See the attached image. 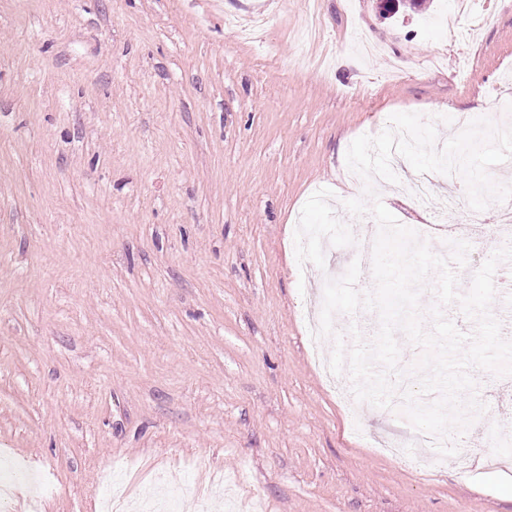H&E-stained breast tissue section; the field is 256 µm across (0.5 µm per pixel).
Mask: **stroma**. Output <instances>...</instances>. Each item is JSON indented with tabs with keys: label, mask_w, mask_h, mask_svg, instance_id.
<instances>
[{
	"label": "stroma",
	"mask_w": 512,
	"mask_h": 512,
	"mask_svg": "<svg viewBox=\"0 0 512 512\" xmlns=\"http://www.w3.org/2000/svg\"><path fill=\"white\" fill-rule=\"evenodd\" d=\"M0 0V453L43 476L41 512H99L124 467L141 495L210 492V512H512L488 469L512 434V376L474 370L493 420L468 469L381 452L403 417L354 428L303 318L364 186L346 152L390 115L512 118V0ZM405 226L436 223L376 180ZM335 231L291 250L297 225Z\"/></svg>",
	"instance_id": "obj_1"
}]
</instances>
